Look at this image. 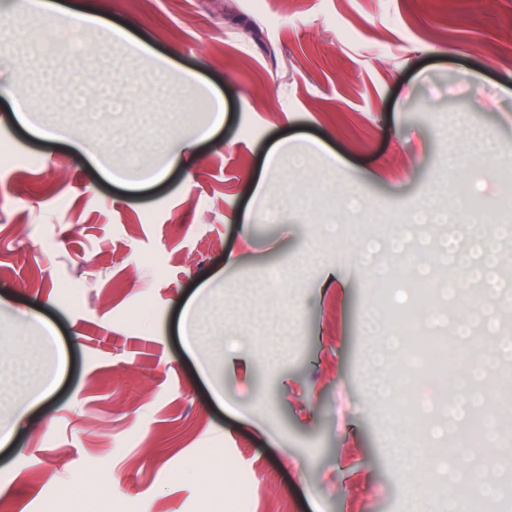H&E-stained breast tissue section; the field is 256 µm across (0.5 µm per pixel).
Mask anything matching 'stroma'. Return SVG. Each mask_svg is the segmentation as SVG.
<instances>
[{"label":"stroma","instance_id":"stroma-1","mask_svg":"<svg viewBox=\"0 0 512 512\" xmlns=\"http://www.w3.org/2000/svg\"><path fill=\"white\" fill-rule=\"evenodd\" d=\"M54 2L51 26L88 7L150 53L31 45L0 66V343L24 335L58 373L0 450V512H404L410 492L442 512L453 477L488 458L512 498V457L492 456L512 434V359L479 384L500 431L410 469L386 453L391 427L431 421L427 447H447L445 380L385 342L390 315L414 304L402 268L451 232L498 252L485 316L512 335V241L464 225L456 191L491 203L512 189V0L477 15L471 0ZM188 73L223 96V128L166 181L113 185L106 169L150 166L173 131L205 121L178 109L195 98ZM20 75L37 122L104 155L19 125ZM48 79L83 110H45ZM161 96L163 111L141 109ZM480 258L434 264L430 306L470 317L461 272ZM190 299L213 336L189 352L177 325ZM33 310L53 341L28 325ZM206 360L226 365L223 400ZM378 376L394 396H373Z\"/></svg>","mask_w":512,"mask_h":512}]
</instances>
